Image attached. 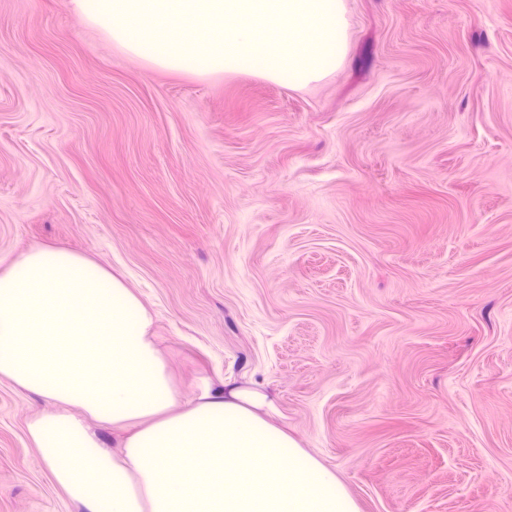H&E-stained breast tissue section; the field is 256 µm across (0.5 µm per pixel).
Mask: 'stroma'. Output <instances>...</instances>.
Wrapping results in <instances>:
<instances>
[{
  "instance_id": "35a3bbf8",
  "label": "stroma",
  "mask_w": 512,
  "mask_h": 512,
  "mask_svg": "<svg viewBox=\"0 0 512 512\" xmlns=\"http://www.w3.org/2000/svg\"><path fill=\"white\" fill-rule=\"evenodd\" d=\"M295 90L0 0V260L123 275L182 398L256 384L359 512H512V0H346ZM0 380V512H80Z\"/></svg>"
}]
</instances>
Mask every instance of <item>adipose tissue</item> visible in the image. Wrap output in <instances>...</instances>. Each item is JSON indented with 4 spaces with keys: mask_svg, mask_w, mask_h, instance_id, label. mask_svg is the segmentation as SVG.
<instances>
[{
    "mask_svg": "<svg viewBox=\"0 0 512 512\" xmlns=\"http://www.w3.org/2000/svg\"><path fill=\"white\" fill-rule=\"evenodd\" d=\"M125 280L36 246L0 270V377L50 401L28 436L84 512H358L269 395L225 381L182 399ZM125 430L118 451L93 424Z\"/></svg>",
    "mask_w": 512,
    "mask_h": 512,
    "instance_id": "ef3b65f1",
    "label": "adipose tissue"
}]
</instances>
